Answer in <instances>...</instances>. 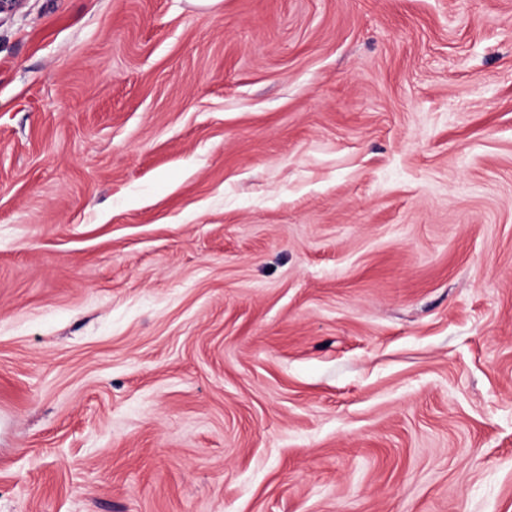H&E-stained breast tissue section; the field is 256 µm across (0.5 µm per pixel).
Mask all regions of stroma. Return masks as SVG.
Segmentation results:
<instances>
[{
	"instance_id": "1",
	"label": "stroma",
	"mask_w": 512,
	"mask_h": 512,
	"mask_svg": "<svg viewBox=\"0 0 512 512\" xmlns=\"http://www.w3.org/2000/svg\"><path fill=\"white\" fill-rule=\"evenodd\" d=\"M0 512H512V0L0 16Z\"/></svg>"
}]
</instances>
